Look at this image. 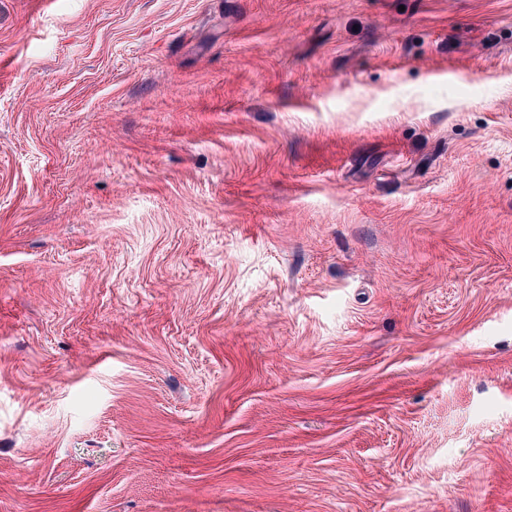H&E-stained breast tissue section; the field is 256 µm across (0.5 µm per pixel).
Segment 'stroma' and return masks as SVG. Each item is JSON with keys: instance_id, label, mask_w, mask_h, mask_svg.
<instances>
[{"instance_id": "35a3bbf8", "label": "stroma", "mask_w": 512, "mask_h": 512, "mask_svg": "<svg viewBox=\"0 0 512 512\" xmlns=\"http://www.w3.org/2000/svg\"><path fill=\"white\" fill-rule=\"evenodd\" d=\"M0 512H512V0H0Z\"/></svg>"}]
</instances>
